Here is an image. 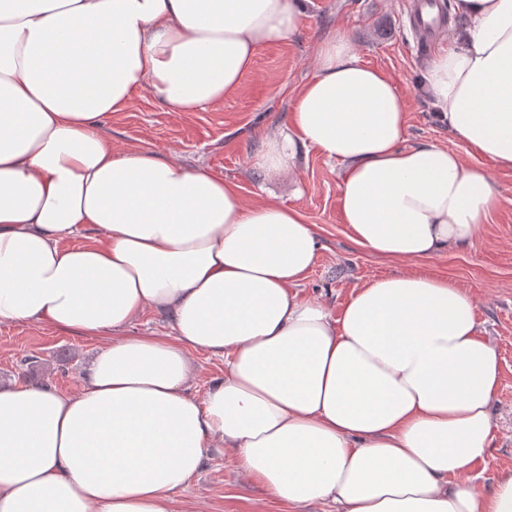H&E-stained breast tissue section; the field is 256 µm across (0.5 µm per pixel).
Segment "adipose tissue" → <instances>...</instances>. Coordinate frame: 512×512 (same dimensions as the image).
I'll return each mask as SVG.
<instances>
[{
	"mask_svg": "<svg viewBox=\"0 0 512 512\" xmlns=\"http://www.w3.org/2000/svg\"><path fill=\"white\" fill-rule=\"evenodd\" d=\"M454 9L465 38L420 90L460 151L407 144L403 95L340 34L253 157L340 162L350 240L405 265L335 313L298 294L320 249L300 210L101 132L140 90L222 103L300 0H0V324L103 340L74 392L0 386V512H174L214 451L293 512H512V470L460 481L492 442L497 349L472 294L419 269L499 204L463 154L512 169V0ZM149 311L174 335H129ZM197 352L224 363L202 391Z\"/></svg>",
	"mask_w": 512,
	"mask_h": 512,
	"instance_id": "ef3b65f1",
	"label": "adipose tissue"
}]
</instances>
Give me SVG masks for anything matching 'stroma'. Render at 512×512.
Segmentation results:
<instances>
[{
	"label": "stroma",
	"instance_id": "35a3bbf8",
	"mask_svg": "<svg viewBox=\"0 0 512 512\" xmlns=\"http://www.w3.org/2000/svg\"><path fill=\"white\" fill-rule=\"evenodd\" d=\"M407 7V0H308L298 33L259 51L243 77L241 92L198 112L177 113L142 91L123 111L106 117L102 130L113 151L140 148L173 154L189 167L235 181L247 203L273 194L303 212L319 229L321 249L298 293L303 298L322 297L333 312H340L352 287L402 273L404 265L362 253L349 240L338 207L340 163L303 149L292 174L270 178L252 168L251 157L262 138L282 126L293 90L313 75L319 44L340 33L349 37L364 63L396 81L408 103V143L451 145L446 123L431 101L417 92L432 54L419 51ZM466 162L487 172L500 191V205L467 250L425 263L422 269L448 276L470 291L480 327L499 352L501 383L493 401V442L471 471L474 486L481 488L499 472L512 469V170L473 156ZM100 344L97 338L29 324H2L0 382L74 391L84 362ZM28 356L37 360L38 371L21 369ZM174 498L179 504H198L201 512H288L287 505L242 477L229 458L217 453Z\"/></svg>",
	"mask_w": 512,
	"mask_h": 512
}]
</instances>
